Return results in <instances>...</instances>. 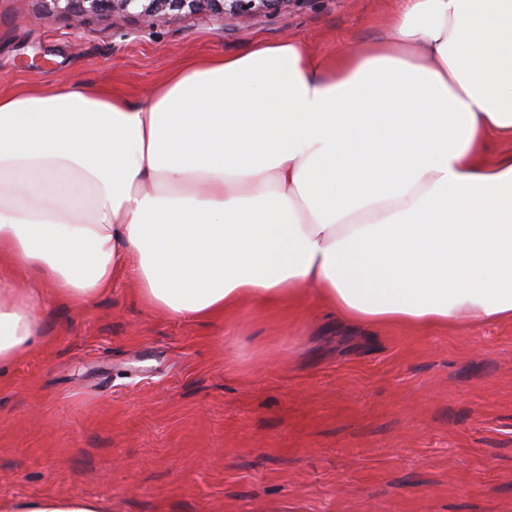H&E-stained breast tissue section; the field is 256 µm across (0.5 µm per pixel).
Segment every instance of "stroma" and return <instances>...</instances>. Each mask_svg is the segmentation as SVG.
<instances>
[{
  "mask_svg": "<svg viewBox=\"0 0 512 512\" xmlns=\"http://www.w3.org/2000/svg\"><path fill=\"white\" fill-rule=\"evenodd\" d=\"M398 0L276 14L34 17L0 0V90L73 82L146 99L188 58L300 38L361 48ZM44 341L0 372V505L112 512H512V324L348 328L317 305H243L223 328L157 314L119 280L40 305ZM106 503L90 497L43 496L35 499H18L8 512H109Z\"/></svg>",
  "mask_w": 512,
  "mask_h": 512,
  "instance_id": "35a3bbf8",
  "label": "stroma"
}]
</instances>
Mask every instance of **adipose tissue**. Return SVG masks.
<instances>
[{"instance_id":"1","label":"adipose tissue","mask_w":512,"mask_h":512,"mask_svg":"<svg viewBox=\"0 0 512 512\" xmlns=\"http://www.w3.org/2000/svg\"><path fill=\"white\" fill-rule=\"evenodd\" d=\"M366 50L193 57L143 102L0 91V259L168 317L315 300L346 325L512 323V0H399ZM0 277V369L44 331ZM9 512H110L90 497Z\"/></svg>"}]
</instances>
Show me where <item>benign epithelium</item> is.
I'll use <instances>...</instances> for the list:
<instances>
[{
	"mask_svg": "<svg viewBox=\"0 0 512 512\" xmlns=\"http://www.w3.org/2000/svg\"><path fill=\"white\" fill-rule=\"evenodd\" d=\"M46 13L36 21L45 22L53 14H65L77 20L89 15L125 13L137 17L142 29L150 30L155 19L169 13L208 11L225 17L269 14L305 2V0H45Z\"/></svg>",
	"mask_w": 512,
	"mask_h": 512,
	"instance_id": "7a95c632",
	"label": "benign epithelium"
}]
</instances>
